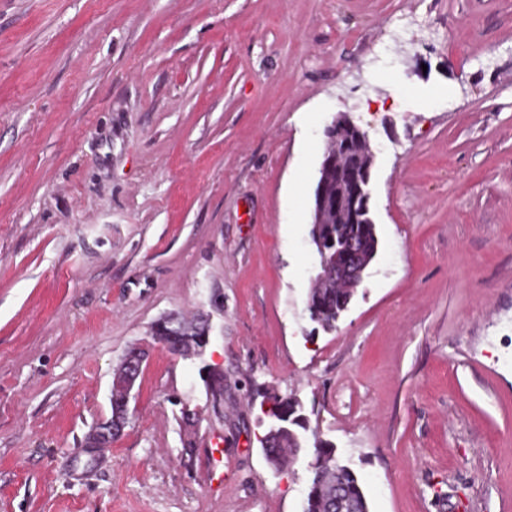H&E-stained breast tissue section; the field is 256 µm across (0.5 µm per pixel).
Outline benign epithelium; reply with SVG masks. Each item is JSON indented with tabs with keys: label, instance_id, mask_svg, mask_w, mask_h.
<instances>
[{
	"label": "benign epithelium",
	"instance_id": "obj_1",
	"mask_svg": "<svg viewBox=\"0 0 512 512\" xmlns=\"http://www.w3.org/2000/svg\"><path fill=\"white\" fill-rule=\"evenodd\" d=\"M358 127L347 118H342L324 129L328 144L334 152L324 156L321 173L314 196L313 223H327L326 216L336 219L349 217L351 223L374 224L370 200V178L373 152L367 150V160L349 151L350 134ZM378 241L375 233L363 231L336 239L334 253L324 257L315 285L321 288L342 287L354 293L362 284L364 273L375 259ZM171 315L161 317L153 326L156 339L177 354L191 350L202 355L210 341V330L190 339L177 336L168 329ZM147 350L136 347L126 353L117 368L112 383L111 417L98 421L86 436L85 447L105 448L120 434L127 420L130 394L138 379L142 365L147 359ZM207 390L216 403L224 400V387L214 383V375L221 369L206 364L200 369Z\"/></svg>",
	"mask_w": 512,
	"mask_h": 512
}]
</instances>
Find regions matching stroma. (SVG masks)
Instances as JSON below:
<instances>
[{"label":"stroma","instance_id":"stroma-1","mask_svg":"<svg viewBox=\"0 0 512 512\" xmlns=\"http://www.w3.org/2000/svg\"><path fill=\"white\" fill-rule=\"evenodd\" d=\"M341 112L378 253L326 331ZM169 313L209 317L203 356ZM267 396L308 420L281 470ZM315 440L370 512H512V0H0V512H303ZM173 314H167L161 317L153 326V332L156 339L167 346L169 350L177 354H185L190 350H194L197 355L201 356L204 349L210 341V326L207 319L205 333L201 336H193L192 338H185L184 336H177L173 334L168 328V323ZM193 340L198 345H192L190 341ZM188 343V344H187ZM145 348L128 351L117 368L112 383L111 417L98 421L86 436V448H105L120 434L127 420L130 394L147 359Z\"/></svg>","mask_w":512,"mask_h":512}]
</instances>
